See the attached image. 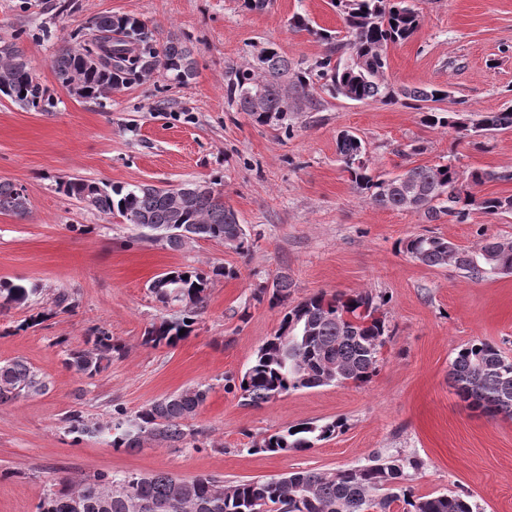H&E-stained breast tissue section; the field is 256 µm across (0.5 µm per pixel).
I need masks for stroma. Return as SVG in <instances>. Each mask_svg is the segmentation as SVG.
Segmentation results:
<instances>
[{
  "label": "stroma",
  "instance_id": "obj_1",
  "mask_svg": "<svg viewBox=\"0 0 512 512\" xmlns=\"http://www.w3.org/2000/svg\"><path fill=\"white\" fill-rule=\"evenodd\" d=\"M421 24L391 45L386 74L397 87L439 85L449 110L490 112L512 105V0H416ZM131 16L157 44L179 41L194 61L185 83L163 71L109 93L103 105L76 99L57 81L52 58L93 18ZM313 32H295L293 15ZM342 31L328 0H0V41L17 43L56 105L25 111L0 97V181L24 187L25 216L0 214V280L34 285L38 302L0 311V363L21 360L45 374V394L0 405V512H35L52 481L99 472H169L259 480L292 471L331 472L380 455L417 461L416 493H469L479 512H512V418L469 410L448 382L456 348L474 339L512 357V273L475 282L451 267H428L398 250L428 231L464 249L489 235L512 238V213L471 208L464 222L372 206L354 190L336 152L349 131L367 145L372 174L454 164L512 173V130L473 149L451 129L424 125L415 101L357 102L319 92L295 100L287 124L260 125L229 104V68L254 64L274 48L298 63L320 57L319 30ZM420 146L405 154L406 145ZM77 176L112 185H178L220 180L224 201L251 232L242 254L202 240L172 251L139 239L121 216H104L59 192ZM224 268L209 290L194 333L177 346L144 345L165 308L148 290L170 269ZM291 283L289 303L317 292L368 291L386 300L393 336L363 388L320 387L261 406L224 389L240 376L283 308L257 303L276 276ZM73 306L55 308L59 293ZM248 320H241V312ZM45 313L40 324L31 316ZM101 326L122 350L84 380L63 360ZM198 383L213 390L192 421L198 448L153 444L118 452L95 439L73 441L62 419L80 408L107 421ZM341 419L343 431L302 452H250L252 441L304 422Z\"/></svg>",
  "mask_w": 512,
  "mask_h": 512
}]
</instances>
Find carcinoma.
<instances>
[{
	"instance_id": "cac0c4a2",
	"label": "carcinoma",
	"mask_w": 512,
	"mask_h": 512,
	"mask_svg": "<svg viewBox=\"0 0 512 512\" xmlns=\"http://www.w3.org/2000/svg\"><path fill=\"white\" fill-rule=\"evenodd\" d=\"M343 21L345 35L327 30L319 33L324 54L314 65L294 66L273 48L258 57L255 66L231 72L227 99L259 123L282 121L292 111L291 100L302 95L313 100L322 90L351 101L395 104L401 98L436 103L448 98L437 87L399 89L386 76L389 46L408 40L419 27L420 12L414 0H330ZM89 36L74 35L57 52L53 68L68 91L86 101L97 102L112 89L141 80L156 69L181 83L193 72L191 50L170 41L157 49L151 34L137 19L101 15L89 27ZM364 61L367 69L346 65L348 58ZM0 95L28 111L45 112L52 106L46 88L14 43H0ZM423 122L429 127L452 129L462 137L486 136L512 130V107L495 112L463 115L435 106L426 107ZM336 149L348 179L373 206L409 210L405 197L385 177L370 174L362 161L367 147L358 136H338ZM404 175L421 190L420 206L429 221L448 218L464 222L475 206L490 215L501 213L500 196L478 197L472 187L487 181L512 180L475 169L461 174L455 166L417 165ZM57 188L78 201L91 198V209L114 213L140 230V238L154 242L153 234L166 232L163 247H185L179 226H191L197 236L222 242L237 241L235 250L248 252L254 241L240 224L237 213L224 204L223 192L194 185L179 188L140 184L96 185L77 177L59 179ZM27 198L17 185L0 182V213L22 215ZM489 236L475 250L455 248L448 254V241L420 234L399 243V251L429 267L452 266L471 280H485L512 273V240ZM225 275L215 267L204 271L192 266L157 275L150 293L165 307L178 311L163 316L148 327L143 343L150 347L175 346L188 338L205 312L212 281ZM291 283L280 275L258 290L254 299L272 307L288 304ZM39 288L0 281V308L27 303ZM385 299L369 293L329 295L319 292L285 311L278 329L258 347L234 388L249 404L259 405L297 391L326 386L327 362L332 361L360 387L378 371V353L391 330L383 311ZM367 311L371 323L364 330L349 331L343 315ZM185 333H180V330ZM87 348L74 351L66 365L91 380L112 363L120 346L101 327L89 330ZM448 381L467 408L489 418L512 417V358L495 344L473 340L460 346L450 362ZM46 377L22 361L0 363V405L48 391ZM212 386L198 383L178 393L151 402L133 414L117 407L105 422L94 420L79 409L69 411L64 422L74 440L103 439L116 451L133 452L150 442L158 446L195 447L193 419L207 402ZM291 425L251 444L252 453L281 454L305 451L343 430L341 420L322 424ZM406 460L398 457L332 473L295 471L278 478L239 481L232 485L212 476L190 479L165 472L123 474L98 473L78 480L61 479L50 484L36 505V512H476L466 493L448 491L418 495L405 485ZM112 486L105 498L101 489Z\"/></svg>"
}]
</instances>
